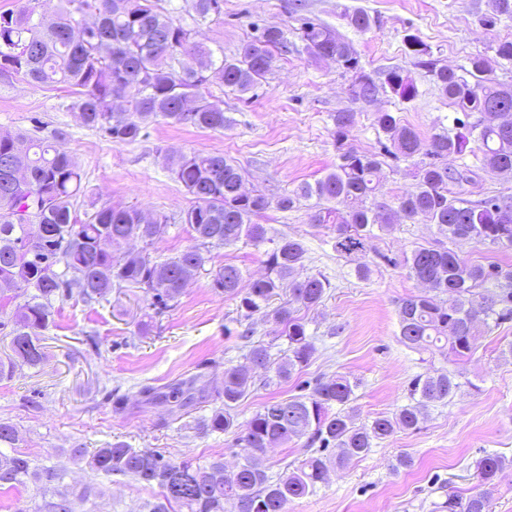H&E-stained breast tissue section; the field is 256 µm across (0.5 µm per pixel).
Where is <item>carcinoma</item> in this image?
Wrapping results in <instances>:
<instances>
[{
	"label": "carcinoma",
	"mask_w": 512,
	"mask_h": 512,
	"mask_svg": "<svg viewBox=\"0 0 512 512\" xmlns=\"http://www.w3.org/2000/svg\"><path fill=\"white\" fill-rule=\"evenodd\" d=\"M220 2L193 0V9L205 19L220 13ZM343 16L357 30L372 26L365 11H346ZM299 36L312 58L330 56L346 72L360 69L351 43L330 27L304 19ZM286 49L282 30L258 27L238 55L216 59L211 49L193 40L190 30L176 23L161 0H56L54 17L46 24L34 22L32 14L24 11L0 14V72L20 74L36 85H67L73 95L70 108L82 123L115 144L141 140L147 126L160 118L224 130L227 118L222 102L209 99L202 89L217 79L247 92L272 70L274 51ZM427 65L441 95L463 114L456 119L462 131L453 136L436 132L426 139L400 124L392 113H375V123L387 141L384 152L420 158L416 188L398 199L397 212L409 220L427 218L452 243L474 240L512 250V197L493 196L476 203L455 197L448 189L455 174L442 163L450 155L463 153L473 140L482 152L483 166L512 173V123L501 122L505 114L512 117V85L483 80L486 62L482 58L471 60L472 83L453 70L430 61ZM385 76L391 92L400 98L416 96L413 79L403 71L390 69ZM377 91L371 76L361 74L351 85L350 95L371 103ZM473 113L479 114L477 121L466 123ZM333 122L335 168L277 197L260 191L250 197L239 195L240 170L222 154L169 155V171L193 200L183 223L200 246L165 260L147 252L167 222L165 217L158 224H141L137 209L104 203L92 205V211L78 218L77 200L84 194L82 172L76 156L60 144L63 130L38 124L0 132V303H9L27 288L36 291L11 320L13 358L0 363V378L9 377L17 362L32 368L42 363L40 332L54 322V301L70 296L74 283L85 302H96L114 288H140L150 306L160 312L170 308L184 285L205 269L210 257L204 248L242 240L256 247L272 244L264 251L265 275L243 295V272L238 266L225 264L210 274L215 290L226 297H240L248 315L259 313L278 326V335L287 342L284 356L275 362L270 347L252 345L246 354L248 364L224 369L222 389L213 397L195 388L192 380L171 384L164 391L149 386L140 390L149 402L169 403L185 412L212 399L221 401L197 421L196 429L202 434L237 435L245 455L236 471L226 474L221 457L201 466L124 442L93 450L70 449L73 461L95 474L130 477L159 487L162 499L148 506L149 512H169L175 505L180 512H224V502L230 500L236 512H287L290 501L316 492L330 466L343 468L369 454L395 430L416 428L429 407L447 403L462 388L456 373L435 369L413 379L410 402L393 416L358 424L351 407L355 385L345 376H336L316 380L305 394L265 402L244 424L237 420V404L254 386L252 370L272 369L277 379L286 381L308 363L315 346L294 304L315 309L330 288L320 275L294 279V273L304 267L303 243L287 235L272 238L267 225L255 218L272 207L291 209L302 198L326 202L328 206L311 216L312 222L331 231L334 249L345 256L365 252L373 228H389L391 217L378 225L369 206L379 188L380 160L346 146L355 113L340 111L333 115ZM332 201L344 208L329 206ZM132 240L144 247H129ZM60 263L64 268L55 270ZM401 266L432 292L411 295L399 303L400 340L412 349L459 361L476 349L482 330L512 319L511 289L495 296L483 292L489 281L511 283V268L470 263L442 243L415 247ZM286 282L292 299L270 306ZM305 435L319 449L272 479L264 464L267 449ZM19 441L17 428L0 420V446L14 448ZM330 448L339 453L325 455ZM504 465L500 456L482 457L477 463L482 490L469 496L449 493L448 512H489ZM44 480L57 487L37 512H73L75 500L88 502L97 495L93 484L65 485L63 473L51 468L38 471L28 457L0 452V487L14 489Z\"/></svg>",
	"instance_id": "carcinoma-1"
}]
</instances>
